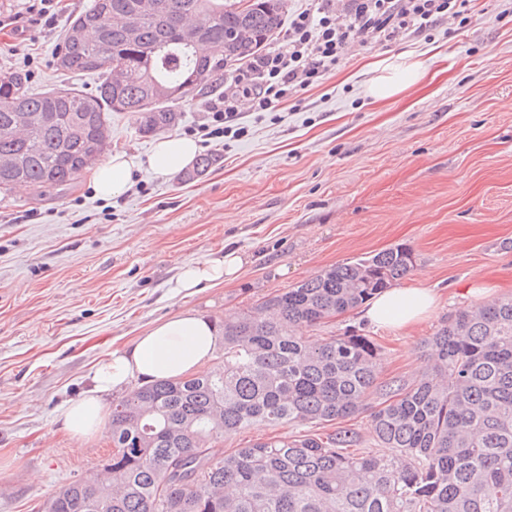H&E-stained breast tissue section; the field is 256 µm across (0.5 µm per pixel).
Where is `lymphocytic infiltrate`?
I'll use <instances>...</instances> for the list:
<instances>
[{
    "label": "lymphocytic infiltrate",
    "mask_w": 512,
    "mask_h": 512,
    "mask_svg": "<svg viewBox=\"0 0 512 512\" xmlns=\"http://www.w3.org/2000/svg\"><path fill=\"white\" fill-rule=\"evenodd\" d=\"M22 11L0 15V31L21 37L28 28L53 29L60 0H25ZM469 0H346L343 9L332 0H312L310 8L288 18L283 42L263 50L248 61L211 99L210 121L201 125L204 139L244 130L233 127L241 107L253 112L273 111L288 94L317 84L342 60L355 43L375 39L392 43L435 29L441 22L464 15Z\"/></svg>",
    "instance_id": "1"
}]
</instances>
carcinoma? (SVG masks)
I'll use <instances>...</instances> for the list:
<instances>
[{"label": "carcinoma", "mask_w": 512, "mask_h": 512, "mask_svg": "<svg viewBox=\"0 0 512 512\" xmlns=\"http://www.w3.org/2000/svg\"><path fill=\"white\" fill-rule=\"evenodd\" d=\"M250 2L243 11L236 0H92L70 20L57 67L99 76L95 93L33 95L24 73L0 71V190L26 185L40 196L76 182L108 146L113 112L129 113L142 136L174 126L177 105L281 30L288 0ZM199 44L209 55H197ZM18 109L53 120L20 129ZM413 263L398 245L224 317L219 364L142 384L113 404L104 475L62 486L44 512H512V297L457 312L425 343L431 369L381 389L369 338L296 334L366 303ZM366 409L395 456L343 452L357 438L342 428L217 447L241 431L324 425Z\"/></svg>", "instance_id": "1"}]
</instances>
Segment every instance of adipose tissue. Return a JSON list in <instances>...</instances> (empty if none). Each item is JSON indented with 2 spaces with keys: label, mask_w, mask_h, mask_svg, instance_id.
Listing matches in <instances>:
<instances>
[{
  "label": "adipose tissue",
  "mask_w": 512,
  "mask_h": 512,
  "mask_svg": "<svg viewBox=\"0 0 512 512\" xmlns=\"http://www.w3.org/2000/svg\"><path fill=\"white\" fill-rule=\"evenodd\" d=\"M421 75L420 63L411 58L400 55L387 59L381 62L368 92L375 99H386L417 82ZM198 151L193 139L170 133L156 139L147 160L125 152L114 153L94 169L91 186L96 196L109 200L128 189L132 172L140 165H148L156 176L166 177L187 166ZM243 263L242 254L236 250L203 261H182L172 286L187 295L199 288L214 287L235 279ZM436 305L433 289L391 288L369 303L361 317L374 326L400 328L429 317ZM217 344L215 326L199 314L185 312L159 322L138 337L131 350L113 352L94 365L91 389L64 410L65 427L81 441L99 435L107 420L105 396L135 379H171L198 371L213 359Z\"/></svg>",
  "instance_id": "adipose-tissue-1"
}]
</instances>
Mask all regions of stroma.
I'll return each instance as SVG.
<instances>
[{"label":"stroma","mask_w":512,"mask_h":512,"mask_svg":"<svg viewBox=\"0 0 512 512\" xmlns=\"http://www.w3.org/2000/svg\"><path fill=\"white\" fill-rule=\"evenodd\" d=\"M91 0H62L56 28L7 45L0 70L32 92L59 79L56 52ZM470 21L429 35L352 48L324 79L255 120L247 136L200 153L208 173L159 178L148 167L104 201L89 176L42 196L0 193V512H38L62 485L99 468L109 434L77 441L61 412L91 386L95 363L131 348L154 324L226 314L333 266L403 245L414 266L400 287L433 288L431 317L393 328L359 310L303 328L322 341L353 332L380 348L378 385L413 382L422 350L457 311L512 296V0H470ZM409 54L424 77L373 100L379 64ZM127 113L111 116L110 149L147 157ZM234 248L235 281L176 295V260ZM485 286L480 295L470 294Z\"/></svg>","instance_id":"1"}]
</instances>
